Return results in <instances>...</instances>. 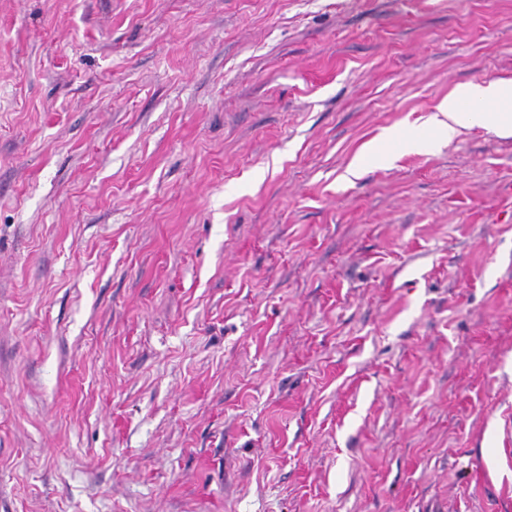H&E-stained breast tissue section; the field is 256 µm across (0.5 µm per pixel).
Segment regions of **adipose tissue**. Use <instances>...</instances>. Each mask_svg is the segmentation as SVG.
Instances as JSON below:
<instances>
[{
  "instance_id": "1",
  "label": "adipose tissue",
  "mask_w": 512,
  "mask_h": 512,
  "mask_svg": "<svg viewBox=\"0 0 512 512\" xmlns=\"http://www.w3.org/2000/svg\"><path fill=\"white\" fill-rule=\"evenodd\" d=\"M466 125L512 135V83L489 81L457 87L432 116L433 129L444 141H453Z\"/></svg>"
}]
</instances>
